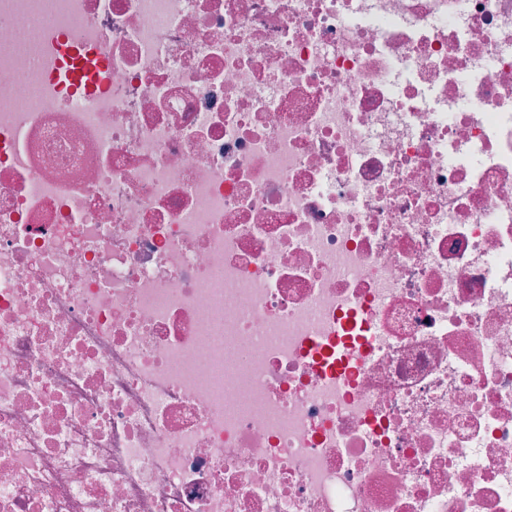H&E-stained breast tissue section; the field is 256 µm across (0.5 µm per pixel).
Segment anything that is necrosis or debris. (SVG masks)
<instances>
[{"label": "necrosis or debris", "instance_id": "4bbe7bcc", "mask_svg": "<svg viewBox=\"0 0 512 512\" xmlns=\"http://www.w3.org/2000/svg\"><path fill=\"white\" fill-rule=\"evenodd\" d=\"M0 512H512V0H0ZM63 53L71 58L65 70L64 79L71 83H89L102 80L104 69L95 52L73 42L65 44Z\"/></svg>", "mask_w": 512, "mask_h": 512}]
</instances>
